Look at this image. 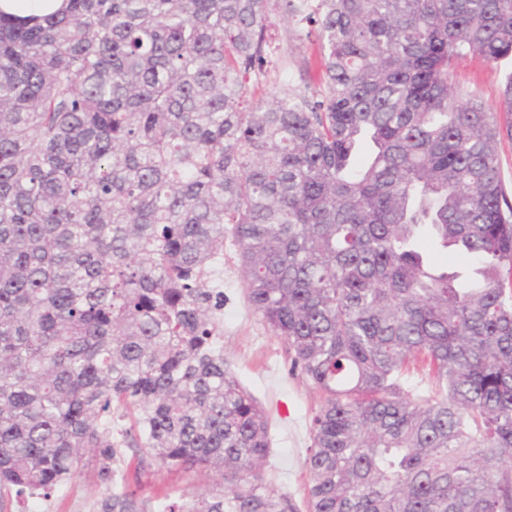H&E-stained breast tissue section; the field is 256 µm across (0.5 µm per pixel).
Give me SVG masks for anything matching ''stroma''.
<instances>
[{
	"instance_id": "stroma-1",
	"label": "stroma",
	"mask_w": 512,
	"mask_h": 512,
	"mask_svg": "<svg viewBox=\"0 0 512 512\" xmlns=\"http://www.w3.org/2000/svg\"><path fill=\"white\" fill-rule=\"evenodd\" d=\"M266 41L271 50L288 54L291 74H304L307 82L320 86L325 61L316 36L288 38L287 26L277 11H270ZM504 65L472 55L456 63L453 79L457 86L475 92L486 109H496L502 98ZM224 357L241 384L264 407L270 420V454L263 470L273 489L287 493L298 512H307L309 475L305 467L311 444L310 422L322 396L305 378L291 375L288 346L273 335L253 313L244 296V285L236 266L233 246L224 248ZM125 484L138 496L156 491L179 494L204 490L218 477L213 473L188 475L154 464L138 465L133 454L122 464ZM103 491L97 479V464L87 459L82 475L62 487L48 501L11 503L12 512H90V505Z\"/></svg>"
}]
</instances>
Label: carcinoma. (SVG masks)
I'll return each mask as SVG.
<instances>
[{"instance_id": "carcinoma-1", "label": "carcinoma", "mask_w": 512, "mask_h": 512, "mask_svg": "<svg viewBox=\"0 0 512 512\" xmlns=\"http://www.w3.org/2000/svg\"><path fill=\"white\" fill-rule=\"evenodd\" d=\"M271 5L317 32V92L266 51ZM473 53L512 60V0L0 11V512L50 498L89 452L92 512H297L224 361L226 240L323 394L308 512H512V73L503 121L453 84ZM251 75L272 103L243 106ZM448 248L468 275L432 263ZM124 446L224 482L140 498L112 467ZM499 166L501 176L512 195V140L502 137L498 144Z\"/></svg>"}]
</instances>
